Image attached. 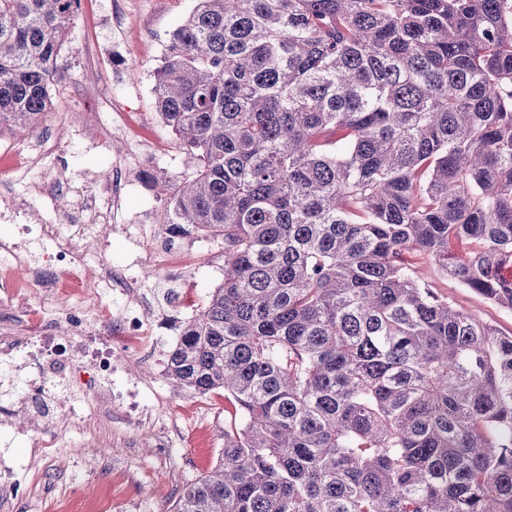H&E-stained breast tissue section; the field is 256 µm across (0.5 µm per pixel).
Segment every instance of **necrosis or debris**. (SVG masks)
Listing matches in <instances>:
<instances>
[{"mask_svg": "<svg viewBox=\"0 0 512 512\" xmlns=\"http://www.w3.org/2000/svg\"><path fill=\"white\" fill-rule=\"evenodd\" d=\"M33 231L45 247V265L33 271L31 278L40 291H57L64 275L95 257L85 244L95 239L97 230L84 223L79 213H69L58 224L22 229L26 235ZM142 284L140 276L125 267L88 287L103 321L111 326L107 336L84 331L82 318L75 312L62 316L66 328L62 334L48 328L43 319L31 318L23 339L0 336V365L11 368L20 361L28 369L16 402L33 420L22 436L34 454H59L64 431L83 428L98 408L120 412L136 425L154 424L155 414L140 396L138 379L118 385L113 377L124 371L129 352L154 357L160 323L145 308L127 306L115 313L102 303L103 296H127Z\"/></svg>", "mask_w": 512, "mask_h": 512, "instance_id": "necrosis-or-debris-1", "label": "necrosis or debris"}]
</instances>
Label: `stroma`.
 <instances>
[{"instance_id":"35a3bbf8","label":"stroma","mask_w":512,"mask_h":512,"mask_svg":"<svg viewBox=\"0 0 512 512\" xmlns=\"http://www.w3.org/2000/svg\"><path fill=\"white\" fill-rule=\"evenodd\" d=\"M195 6V0H81L57 61L50 111L36 128L0 132V240L14 238L17 225L51 224L63 210L81 208L90 191L104 186L115 164L124 160L131 164L129 184L112 205L113 227L104 233L107 247L99 262L77 268L75 275L90 283L105 268L135 260L134 242L120 230L124 224L141 230L148 250L166 247L163 189L172 178L188 177L189 172L174 135L155 113L153 72L171 32ZM111 110L126 115L125 126L112 134L84 119L85 113ZM45 137L57 142L56 158L41 167L15 169L17 145ZM152 145L158 149L156 158L145 167L134 166V151ZM60 177L68 187L63 199L54 190ZM181 244L188 253L178 272L151 259L141 270L159 310L169 315L175 312L176 289L190 287L203 304L223 279L217 267L224 253L221 240L210 238L201 245L190 236ZM412 261L418 275L450 302L512 333L511 310L447 277L426 256L414 255ZM0 274L25 292L28 270L6 266ZM23 303L43 317L84 308L87 330L108 333L83 295L25 292ZM127 363L141 374L142 396L156 411V427L101 414L91 421V436L67 435L59 457L46 462L30 456L13 427L0 424V457L39 477L33 499L0 490V512H65L62 496L72 489L88 501L109 490L141 512H170L186 486L214 467L224 449V417L231 402L220 392L202 397L177 387L165 369L144 364L137 355H128ZM162 435L169 438L163 452L156 447Z\"/></svg>"}]
</instances>
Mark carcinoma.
Masks as SVG:
<instances>
[{
	"mask_svg": "<svg viewBox=\"0 0 512 512\" xmlns=\"http://www.w3.org/2000/svg\"><path fill=\"white\" fill-rule=\"evenodd\" d=\"M79 5L0 0V131ZM153 93L165 233L224 241L167 375L235 409L173 512H512V334L408 261L512 310V0H197ZM418 275L459 308L483 321L495 324L505 334L512 333V311L489 302L480 295L444 275L437 264L423 255L411 258Z\"/></svg>",
	"mask_w": 512,
	"mask_h": 512,
	"instance_id": "obj_1",
	"label": "carcinoma"
}]
</instances>
